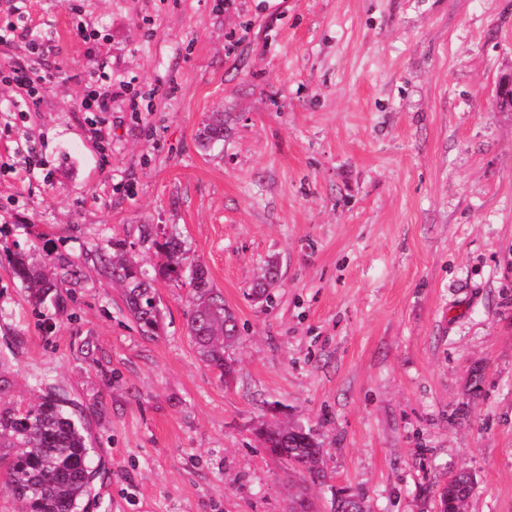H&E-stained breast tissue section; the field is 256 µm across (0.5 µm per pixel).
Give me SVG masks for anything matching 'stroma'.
I'll return each mask as SVG.
<instances>
[{
  "label": "stroma",
  "instance_id": "stroma-1",
  "mask_svg": "<svg viewBox=\"0 0 512 512\" xmlns=\"http://www.w3.org/2000/svg\"><path fill=\"white\" fill-rule=\"evenodd\" d=\"M10 26L0 66L45 81L0 83V405L42 376L70 400L99 468L81 512H286L299 477L253 434L273 402L322 443L318 512L339 489L438 512L463 468L468 512H512V0H0ZM103 68L111 111H81ZM144 224L235 314L233 381L187 284L157 282L149 337L93 262L58 304L13 275L113 240L152 268ZM0 80L14 83L25 89L29 99L34 103L40 94L39 84L42 78H34L29 71V65L22 61H14L7 65L6 69L0 67ZM221 141H224V115L217 113L215 118L204 127L200 145L204 150H210Z\"/></svg>",
  "mask_w": 512,
  "mask_h": 512
}]
</instances>
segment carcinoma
<instances>
[{
  "label": "carcinoma",
  "mask_w": 512,
  "mask_h": 512,
  "mask_svg": "<svg viewBox=\"0 0 512 512\" xmlns=\"http://www.w3.org/2000/svg\"><path fill=\"white\" fill-rule=\"evenodd\" d=\"M223 140L224 113L220 112L204 127L200 145L210 150ZM140 232L151 240L156 251L158 261L152 273L128 257L120 241L112 243L111 255L88 253L83 260L95 259L100 274L121 285L127 312L143 333L152 336L157 334L161 319L155 282L180 280L188 257L179 238L159 239L148 224L141 225ZM13 266L30 300L38 306L70 286L77 273L73 261L36 260L23 251L15 254ZM276 278L277 265L270 263L256 283L255 293L264 295ZM188 286L189 335L201 360L227 382L233 373L227 348L238 338L236 317L224 307V299L215 291L204 265L195 264ZM38 385L42 395L37 404L0 407V478L18 502V512H79L98 474V469L91 466L89 439L55 387L43 378ZM301 430L297 422L274 419L261 421L254 433L268 453L287 451L288 462L299 474V486L290 496L288 512H294L298 505L304 512H315L308 490L326 481L324 448L315 434H303ZM475 485L471 471H456L451 483L439 493L441 512H466Z\"/></svg>",
  "instance_id": "1"
}]
</instances>
